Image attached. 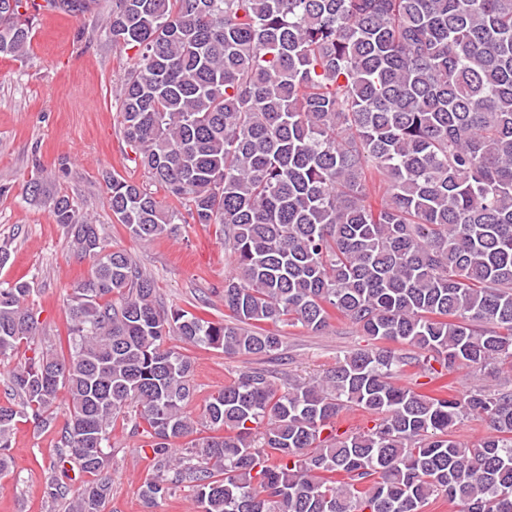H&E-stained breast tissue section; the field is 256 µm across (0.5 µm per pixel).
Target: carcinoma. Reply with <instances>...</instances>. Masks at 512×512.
I'll use <instances>...</instances> for the list:
<instances>
[{"mask_svg": "<svg viewBox=\"0 0 512 512\" xmlns=\"http://www.w3.org/2000/svg\"><path fill=\"white\" fill-rule=\"evenodd\" d=\"M26 2L0 0V54L26 55ZM109 35L134 50L117 101L146 181L107 177V203L144 243L222 225L227 314L163 309L124 250L51 198L91 272L67 300L66 356L36 341L34 282L0 283V472L19 420L49 424L63 392L57 468L93 476L71 495L52 484L68 512H103L130 407L151 438L148 507L183 485L196 512H423L439 496L512 512V389L398 382L435 362L512 369V0H113ZM335 317L372 346L309 381L242 372L188 413L185 346L269 356L283 341L267 325L322 332ZM349 411L372 426L338 432ZM474 418L490 434L456 440Z\"/></svg>", "mask_w": 512, "mask_h": 512, "instance_id": "carcinoma-1", "label": "carcinoma"}]
</instances>
